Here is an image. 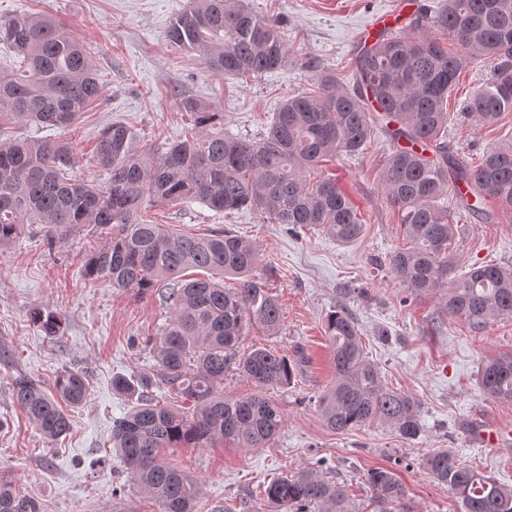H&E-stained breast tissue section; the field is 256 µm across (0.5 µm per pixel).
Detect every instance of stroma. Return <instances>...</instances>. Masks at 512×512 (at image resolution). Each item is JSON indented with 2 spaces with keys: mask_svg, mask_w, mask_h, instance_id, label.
I'll return each instance as SVG.
<instances>
[{
  "mask_svg": "<svg viewBox=\"0 0 512 512\" xmlns=\"http://www.w3.org/2000/svg\"><path fill=\"white\" fill-rule=\"evenodd\" d=\"M259 15L286 22L293 52L268 73L243 79L211 73L202 58L170 45V22L193 0H0V20L18 14L58 20L86 43L103 85L100 98L65 130L19 124L0 115V141L65 139L74 149L73 179L106 184L109 174L94 159L101 128L120 121L135 134V147L186 139L195 118L181 111V96L224 114V127L250 141L268 132L281 102L313 88L321 71L353 84L361 27L394 9L398 0H243ZM490 75L486 66L463 72L448 98L450 154L477 164L486 150L512 137V112L492 126L464 115L466 102ZM393 142L377 131L357 156L324 162L320 175L344 188L366 216L362 237L342 246L318 228L291 230L270 224L249 208L230 213L197 200L145 210L149 223L185 235L227 229L252 241L271 266L266 285L282 309V327L270 336L253 327L238 351L264 347L294 361L292 383L272 390L284 425L267 448L218 441L208 448L166 450L167 462L195 477L202 493L197 512H269L261 487L277 476L316 471L342 486L348 512H377L366 484L369 469L392 470L414 512H459L447 486L423 466L430 452L449 448L462 463L512 487V449L479 446L478 424L512 427V404L483 394L477 375L488 358L512 353V317L494 320L482 334L460 317H448L438 294L417 295L390 273L387 257L404 243L395 207L383 198L380 174ZM456 228L454 266L483 263L512 267V213L485 224L449 204ZM103 238L80 232L48 246L28 229L0 247V482L38 498L44 512H158L132 484L110 442L114 421L128 409L112 379L154 368L152 342L169 321L160 292L140 294L93 282L83 274L86 254ZM351 313L367 358L390 387L419 404L421 433L406 440L392 427L371 422L336 433L326 428L319 398L332 381L327 315ZM52 312L59 325L46 335L34 314ZM69 369L89 374L84 405L71 409L70 433L44 439L12 399V381L25 375L52 385Z\"/></svg>",
  "mask_w": 512,
  "mask_h": 512,
  "instance_id": "stroma-1",
  "label": "stroma"
}]
</instances>
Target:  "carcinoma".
Listing matches in <instances>:
<instances>
[{
	"instance_id": "obj_1",
	"label": "carcinoma",
	"mask_w": 512,
	"mask_h": 512,
	"mask_svg": "<svg viewBox=\"0 0 512 512\" xmlns=\"http://www.w3.org/2000/svg\"><path fill=\"white\" fill-rule=\"evenodd\" d=\"M171 45L202 55L209 71L247 77L273 71L292 49L278 22L233 0H196L169 25ZM0 42L16 61L0 75V112L21 123L67 128L102 93L90 49L59 22L18 14L0 24ZM481 63L490 78L467 101L468 118L493 125L512 112V0H444L431 18L418 15L402 34L379 36L355 59L354 86H341L323 71L314 90L287 98L259 142L224 131V113L182 97L179 108L195 115L205 132L161 150L133 152L134 133L116 121L97 138V163L109 171L105 188L68 177L73 149L63 140L0 142V247L12 243L28 224L40 225L50 243L88 230L105 237L89 252L84 276L114 288L146 293L164 284L171 320L152 346L155 373L112 378V390L131 409L112 425V448L138 490L159 512H196L201 485L169 465L166 448L205 447L216 438L243 448H266L284 425L281 408L266 391L293 380L288 358L257 348L236 356L249 327L271 333L281 327L280 304L257 272L253 243L228 230L188 236L142 219L153 204L199 200L216 211L249 207L275 224L325 231L340 244L362 235L365 220L336 180L316 174L336 155H355L383 129L394 141L380 186L398 209L405 244L387 265L401 285L416 294L437 292L448 316H460L480 334L498 318L512 317V269L497 264L473 267L462 277L453 270L455 232L448 206L458 204L494 223L512 211V141L488 150L477 166L448 156L442 134L448 130V96L460 75ZM426 142L432 156L399 147ZM188 270L209 276L183 279ZM237 287H224V278ZM332 382L319 400L324 425L344 432L370 421L393 426L406 440L421 432L415 399L389 388L364 355L359 329L342 308L325 322ZM255 384L258 392L224 397L229 369ZM163 384L175 398L192 403V416L151 394ZM479 389L512 403V355L485 362ZM85 372L65 370L48 390L18 376L12 395L42 436L68 434L62 407L86 401ZM432 478L448 486L461 512H512V487L458 462L446 449L426 456ZM366 483L380 512H408L404 488L392 471H368ZM266 502L298 512L310 505L320 512H345L335 483L309 469L273 480L263 489ZM0 512H43L34 496L0 484Z\"/></svg>"
}]
</instances>
